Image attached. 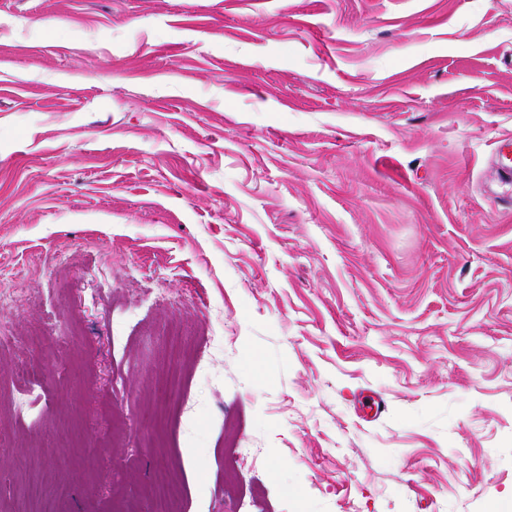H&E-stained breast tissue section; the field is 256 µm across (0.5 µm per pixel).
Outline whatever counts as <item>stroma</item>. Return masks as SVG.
Instances as JSON below:
<instances>
[{
	"mask_svg": "<svg viewBox=\"0 0 512 512\" xmlns=\"http://www.w3.org/2000/svg\"><path fill=\"white\" fill-rule=\"evenodd\" d=\"M503 136L512 0H0V512L512 502Z\"/></svg>",
	"mask_w": 512,
	"mask_h": 512,
	"instance_id": "35a3bbf8",
	"label": "stroma"
}]
</instances>
